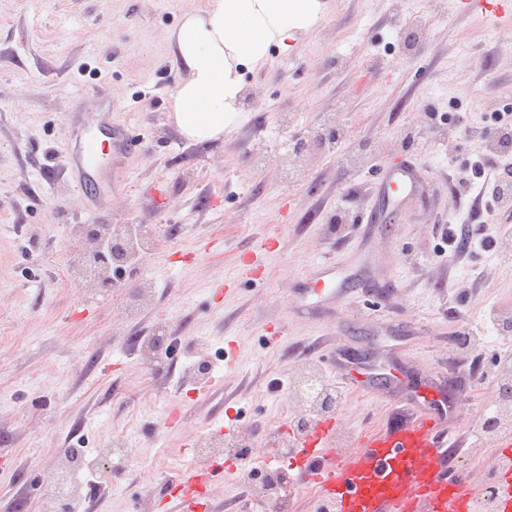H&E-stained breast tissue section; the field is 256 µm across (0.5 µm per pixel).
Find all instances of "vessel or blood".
<instances>
[{
  "instance_id": "vessel-or-blood-1",
  "label": "vessel or blood",
  "mask_w": 512,
  "mask_h": 512,
  "mask_svg": "<svg viewBox=\"0 0 512 512\" xmlns=\"http://www.w3.org/2000/svg\"><path fill=\"white\" fill-rule=\"evenodd\" d=\"M92 105L76 101L64 167L86 210L109 200L115 187L117 157L133 154L138 141L112 121V91L91 90ZM385 204L398 210L419 188L409 167H390L381 181ZM332 426L323 423L302 443L296 483L324 494H338L341 512H416L428 502L434 512H467L478 495L473 481L448 469L451 450L432 417L406 421L385 434H361L354 450L337 454Z\"/></svg>"
}]
</instances>
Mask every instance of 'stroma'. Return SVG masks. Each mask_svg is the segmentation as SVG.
Masks as SVG:
<instances>
[{"label": "stroma", "mask_w": 512, "mask_h": 512, "mask_svg": "<svg viewBox=\"0 0 512 512\" xmlns=\"http://www.w3.org/2000/svg\"><path fill=\"white\" fill-rule=\"evenodd\" d=\"M209 3L0 0V404L13 408L0 414V512H41L57 449L97 448L121 431L160 474L89 489L82 512H167L186 438L213 414L253 435L262 456L274 453L272 434L296 448L283 384L300 365L335 386L351 370L401 379L397 396L346 391L333 415L340 433L433 415L449 439L470 443L497 408L512 335L495 318L512 311V267L491 250L452 266L436 244L440 225L475 233L498 221L455 186L489 148L468 127L512 113V0L495 16L456 0H319L315 25L238 66L228 132L197 142L170 118L187 76L174 35ZM103 82L113 120L140 147L121 161L111 204L90 212L63 148L72 97ZM448 112L460 123L442 124ZM407 162L423 191L383 227L379 173ZM92 224H137L165 243L113 272L112 289L60 287ZM261 250V271L244 274L243 254ZM323 262L362 266L361 288L346 306L298 310L294 288ZM469 282L471 298L456 305ZM145 284L148 305L119 306ZM465 322L484 335L460 352L451 338ZM162 331L205 345L214 399L190 400L186 353L142 363V340ZM364 349L370 359H357ZM450 392L453 412L440 414ZM177 397L179 428H161L158 410ZM220 467L211 512H231L247 486L240 467Z\"/></svg>", "instance_id": "obj_1"}]
</instances>
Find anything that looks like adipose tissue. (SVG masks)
Masks as SVG:
<instances>
[{"instance_id": "1", "label": "adipose tissue", "mask_w": 512, "mask_h": 512, "mask_svg": "<svg viewBox=\"0 0 512 512\" xmlns=\"http://www.w3.org/2000/svg\"><path fill=\"white\" fill-rule=\"evenodd\" d=\"M317 0H212L187 13L176 33L187 71L173 95V119L194 141L223 136L235 115L237 65L257 63L270 44L287 45L294 28L318 19Z\"/></svg>"}]
</instances>
